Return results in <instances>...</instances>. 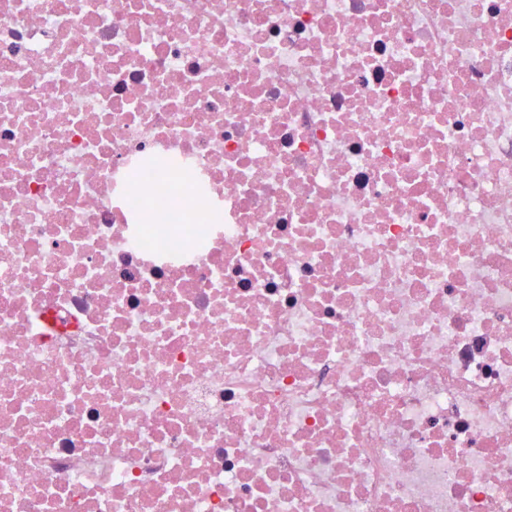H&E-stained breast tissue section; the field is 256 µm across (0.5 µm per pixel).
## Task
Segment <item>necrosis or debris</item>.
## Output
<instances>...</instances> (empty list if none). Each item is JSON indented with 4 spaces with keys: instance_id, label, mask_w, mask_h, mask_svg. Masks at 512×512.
Listing matches in <instances>:
<instances>
[{
    "instance_id": "obj_1",
    "label": "necrosis or debris",
    "mask_w": 512,
    "mask_h": 512,
    "mask_svg": "<svg viewBox=\"0 0 512 512\" xmlns=\"http://www.w3.org/2000/svg\"><path fill=\"white\" fill-rule=\"evenodd\" d=\"M0 512H512V0H0Z\"/></svg>"
}]
</instances>
